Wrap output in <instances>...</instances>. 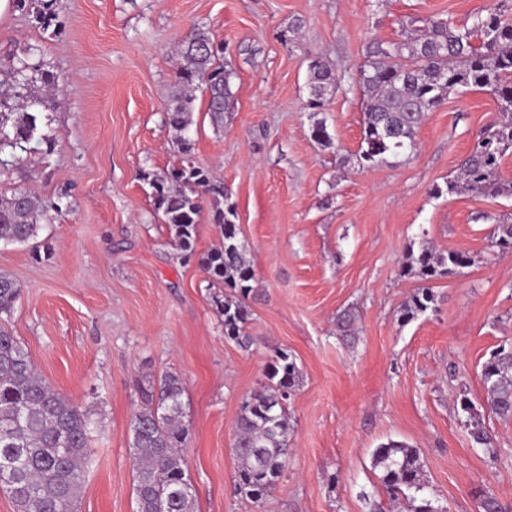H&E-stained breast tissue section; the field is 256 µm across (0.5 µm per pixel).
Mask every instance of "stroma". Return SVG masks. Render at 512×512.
Returning a JSON list of instances; mask_svg holds the SVG:
<instances>
[{
    "instance_id": "stroma-1",
    "label": "stroma",
    "mask_w": 512,
    "mask_h": 512,
    "mask_svg": "<svg viewBox=\"0 0 512 512\" xmlns=\"http://www.w3.org/2000/svg\"><path fill=\"white\" fill-rule=\"evenodd\" d=\"M491 0H52L43 29L35 8L0 16V102L13 100L14 54L61 81L41 115L52 151L0 171V193L30 189L60 211L26 245H0V270L22 287L8 327L40 376L102 427L80 512H133L130 422L136 384L182 378L191 429L183 450L198 512H388L371 466L387 440L417 448L440 512H478L494 497L512 512V418L485 417L495 448L473 447L453 399L485 407L481 367L512 347V250L490 232L512 198L435 196L499 118L483 91L451 93L428 113L412 154L372 168L357 161L367 97L355 76L376 41L409 18L463 23ZM196 25L224 44L233 98L214 129L194 103L193 157L235 210L255 273L242 349L224 336L199 258L222 241L203 208L193 256L173 246L147 174L179 167L163 118L175 80L174 48ZM341 79L321 110L308 108V65ZM325 122L330 144L312 136ZM468 253L470 266L432 281L435 309L398 316L421 288L402 273L413 243ZM356 317L343 338L336 317ZM300 370L289 404L288 465L267 507L234 492V421L259 389L274 350ZM335 483H328V475Z\"/></svg>"
}]
</instances>
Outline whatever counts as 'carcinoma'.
Listing matches in <instances>:
<instances>
[{"label":"carcinoma","mask_w":512,"mask_h":512,"mask_svg":"<svg viewBox=\"0 0 512 512\" xmlns=\"http://www.w3.org/2000/svg\"><path fill=\"white\" fill-rule=\"evenodd\" d=\"M402 38L377 41L357 71L356 82L367 96L359 147L362 166L369 168L390 155L399 157L415 150L416 131L426 113L440 107L462 88L492 94L500 119L488 126L461 162L458 173L434 194L472 192L484 197H512V182L502 180L500 163L512 151V17L493 6L474 16L471 25L449 19L415 20L402 25ZM37 51L31 45L16 57L12 69L17 113L0 111V166H17L51 148L52 141L39 131L40 114L56 106L49 94L29 93V59ZM224 45L204 26L193 28L176 50V79L165 123L172 142L182 155L180 167L147 177L152 199L162 222L167 224L180 250H193L201 200L212 199V219L223 234L220 245L200 259L212 282L224 286V299H215L224 324V336L242 348L251 344L246 331L250 311L246 300L252 290L253 268L232 221L235 211L223 207V188L192 157L189 136L193 124L195 91L207 96V113L215 127L224 125V112L233 97V70L223 62ZM341 81L335 71L317 59L309 66V106L319 109L329 89ZM26 188L0 195V243L28 244L37 238L40 221L49 209ZM491 243L512 244V218L494 225ZM471 263L460 251L440 254L428 244L408 249L403 273L423 281L448 276ZM21 293L16 280L0 272V316L9 315ZM429 287L420 288L400 310L399 320L410 322L435 308ZM300 370L283 350L274 351L265 372L266 381L241 405L234 422L232 453L237 461L235 492L254 504L273 497L289 459L288 401L299 383ZM485 405L500 418L512 416V348H499L482 366ZM185 387L170 372L139 388L141 406L130 423L135 467L136 512H197L195 495L185 469L183 448L189 436L185 422ZM465 414L472 442L493 450L492 437L483 416L461 394L457 399ZM96 421L48 386L36 371L19 339L0 329V473L9 476L7 494L16 512H78L85 472L92 462L90 442ZM372 468L392 505L408 512H438L428 499L417 498L426 481L419 453L412 445L390 440L372 454Z\"/></svg>","instance_id":"obj_1"}]
</instances>
